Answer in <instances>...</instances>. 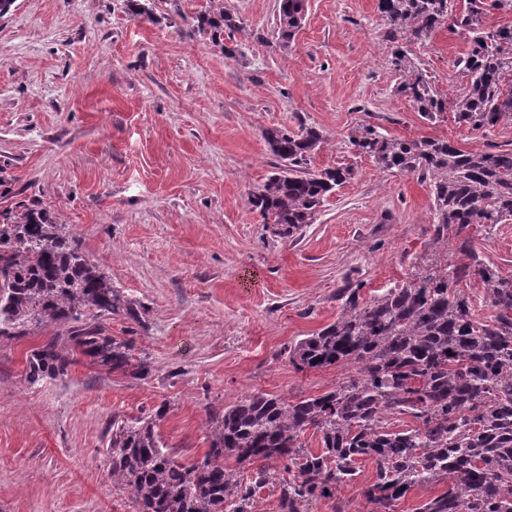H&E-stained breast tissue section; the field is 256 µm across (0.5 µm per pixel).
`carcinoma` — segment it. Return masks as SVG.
<instances>
[{"label":"carcinoma","instance_id":"1","mask_svg":"<svg viewBox=\"0 0 512 512\" xmlns=\"http://www.w3.org/2000/svg\"><path fill=\"white\" fill-rule=\"evenodd\" d=\"M512 12V0H377L393 43L390 65L401 76L396 92L410 97L420 117L435 124L447 111L470 132L512 124V26L489 27L488 9ZM304 20V0H280L277 40L290 43ZM465 35L458 90L438 91L408 44L445 23ZM199 28L218 42L241 22L216 12ZM280 159L251 204L263 222L291 238L308 224L352 168L310 169L324 142L314 126L265 131ZM354 153L382 170L418 177L432 196L431 254L415 259L407 279L367 300L363 282L339 289L336 321L285 348L299 371L336 364L358 376L318 396L253 393L214 414L216 426L202 459L179 462L155 431L165 413L128 422L112 417L106 453L112 485L128 493L134 512H255L260 492L281 469L279 512H301L318 499H336L371 459L372 480L360 495L369 512H395L409 492L442 486L416 512H512V275L486 261L474 237L512 223V148L466 149L446 138L388 137L371 124L348 134ZM453 247L455 260L441 259ZM478 285L492 308L476 314L462 289ZM140 320L112 279L79 251L62 224L42 210L23 208L0 223V337L24 336L35 325H65L27 360L35 385L68 372L73 355L123 375L148 373L134 341L117 339L105 321ZM414 420L403 428L402 416ZM312 432L319 450L307 448ZM254 464L246 478L226 460Z\"/></svg>","mask_w":512,"mask_h":512}]
</instances>
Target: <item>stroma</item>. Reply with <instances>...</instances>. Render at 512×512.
Returning <instances> with one entry per match:
<instances>
[{
    "mask_svg": "<svg viewBox=\"0 0 512 512\" xmlns=\"http://www.w3.org/2000/svg\"><path fill=\"white\" fill-rule=\"evenodd\" d=\"M149 6L17 0L0 17V212L22 202L65 225L136 303L141 322L107 326L149 366L132 378L79 354L31 385L27 359L56 326L0 338V512H132L108 475L112 417L166 406L157 430L186 463L208 450L215 410L256 392L316 396L355 374L298 372L283 350L335 321L347 280L366 298L405 280L430 249L432 198L417 176L357 156L353 128L473 150L512 142V124L470 133L420 118L396 91L377 0H305L285 47L279 0H223L244 29L218 43L198 27L212 0ZM410 50L437 89L462 88L457 31ZM302 125L325 138L312 170L353 175L289 239L251 199L280 164L265 130ZM475 245L512 275V223Z\"/></svg>",
    "mask_w": 512,
    "mask_h": 512,
    "instance_id": "35a3bbf8",
    "label": "stroma"
}]
</instances>
